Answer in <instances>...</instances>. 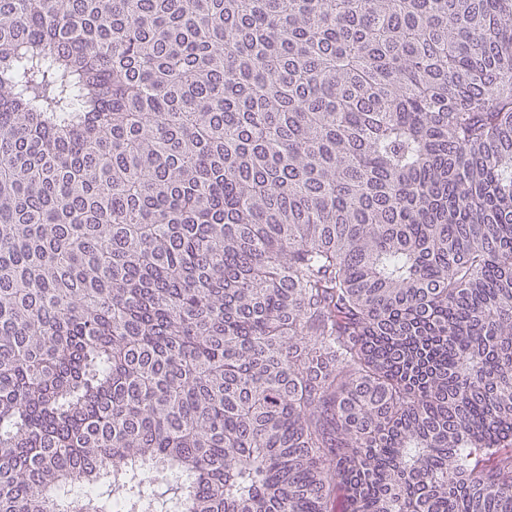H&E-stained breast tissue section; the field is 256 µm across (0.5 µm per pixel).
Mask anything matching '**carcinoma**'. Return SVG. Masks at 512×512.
<instances>
[{
    "label": "carcinoma",
    "mask_w": 512,
    "mask_h": 512,
    "mask_svg": "<svg viewBox=\"0 0 512 512\" xmlns=\"http://www.w3.org/2000/svg\"><path fill=\"white\" fill-rule=\"evenodd\" d=\"M0 512H512V0H0Z\"/></svg>",
    "instance_id": "carcinoma-1"
}]
</instances>
